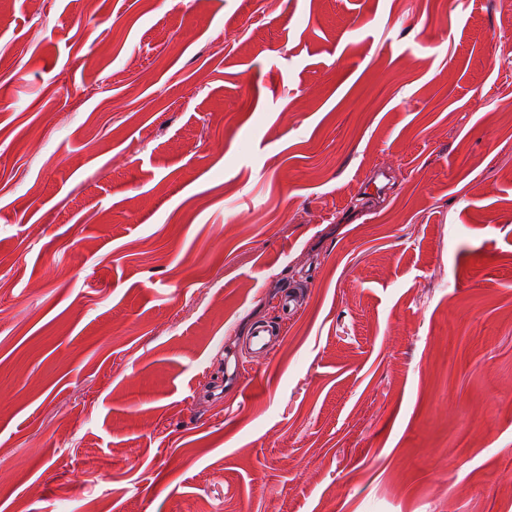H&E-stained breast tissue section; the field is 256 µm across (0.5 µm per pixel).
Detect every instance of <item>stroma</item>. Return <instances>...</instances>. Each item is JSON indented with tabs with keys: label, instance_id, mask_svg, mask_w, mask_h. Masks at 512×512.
Masks as SVG:
<instances>
[{
	"label": "stroma",
	"instance_id": "stroma-1",
	"mask_svg": "<svg viewBox=\"0 0 512 512\" xmlns=\"http://www.w3.org/2000/svg\"><path fill=\"white\" fill-rule=\"evenodd\" d=\"M507 8L9 0L0 512H512ZM281 334L280 326L260 323L254 326L249 337V348L256 356H267Z\"/></svg>",
	"mask_w": 512,
	"mask_h": 512
}]
</instances>
